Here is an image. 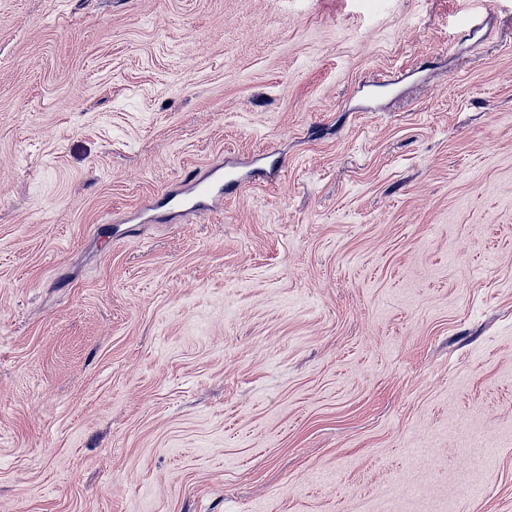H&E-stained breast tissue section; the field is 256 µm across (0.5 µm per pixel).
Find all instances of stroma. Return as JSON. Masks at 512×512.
<instances>
[{
    "mask_svg": "<svg viewBox=\"0 0 512 512\" xmlns=\"http://www.w3.org/2000/svg\"><path fill=\"white\" fill-rule=\"evenodd\" d=\"M0 512H512V0H0ZM213 174L207 177H193L188 182L187 192L193 197L194 204L189 208L194 211L206 210L210 203H213L218 196L224 194L226 189H240L246 186V182L232 173L222 177L216 176L211 179Z\"/></svg>",
    "mask_w": 512,
    "mask_h": 512,
    "instance_id": "1",
    "label": "stroma"
}]
</instances>
